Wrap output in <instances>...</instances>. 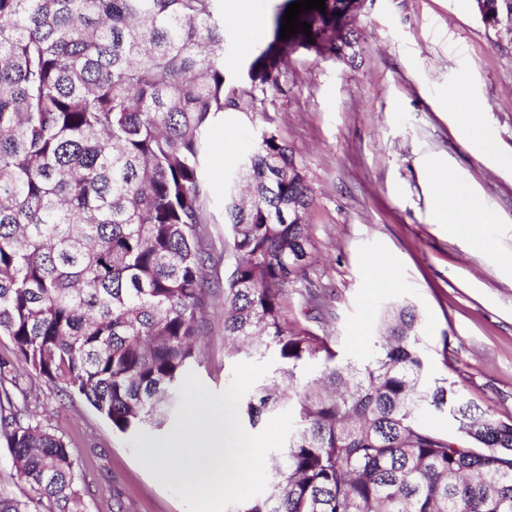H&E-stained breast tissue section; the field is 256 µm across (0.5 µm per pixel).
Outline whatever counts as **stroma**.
<instances>
[{"label":"stroma","instance_id":"obj_1","mask_svg":"<svg viewBox=\"0 0 512 512\" xmlns=\"http://www.w3.org/2000/svg\"><path fill=\"white\" fill-rule=\"evenodd\" d=\"M358 41L346 58L293 47L280 87L247 96V69L259 47L251 28L224 4L227 84L241 89L238 108L212 119L204 175L221 145L234 169L264 133L293 151L311 189L306 214L314 243L302 278L288 285L290 326L335 339L342 362L367 361L379 315L393 303L414 305L429 373L468 401L512 419V32L481 18L475 0H363L350 16ZM484 100L480 124L494 137L475 154L448 110V90ZM447 165L456 201L491 215L489 248L472 254L461 234L435 223L433 164ZM208 226L215 265L226 280L235 266L224 222V190L212 188ZM388 270L387 283L369 268ZM224 300L216 298L209 331L191 367L212 391H224L236 363L224 354ZM37 415L71 441L80 467L82 512H185L141 462L143 435L113 431L82 397L62 398L36 380Z\"/></svg>","mask_w":512,"mask_h":512}]
</instances>
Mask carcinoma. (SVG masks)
I'll use <instances>...</instances> for the list:
<instances>
[{
  "label": "carcinoma",
  "instance_id": "1",
  "mask_svg": "<svg viewBox=\"0 0 512 512\" xmlns=\"http://www.w3.org/2000/svg\"><path fill=\"white\" fill-rule=\"evenodd\" d=\"M507 23L512 0H488ZM271 40L251 88L279 85L288 44L346 56L345 0ZM224 0H0V438L29 485L0 512H80L73 448L35 418L26 374L76 393L121 433L159 427L197 360L215 289L201 156L226 93ZM238 261L224 283L228 356L274 351L281 367L238 406L255 429L294 427L271 455L266 493L232 512H512V421L430 378L420 317L387 306L377 350L336 361L330 338L295 329L281 285L313 244L288 205L311 191L295 156L262 135L224 181ZM320 374L303 384L304 366ZM448 413L458 437L419 422Z\"/></svg>",
  "mask_w": 512,
  "mask_h": 512
}]
</instances>
